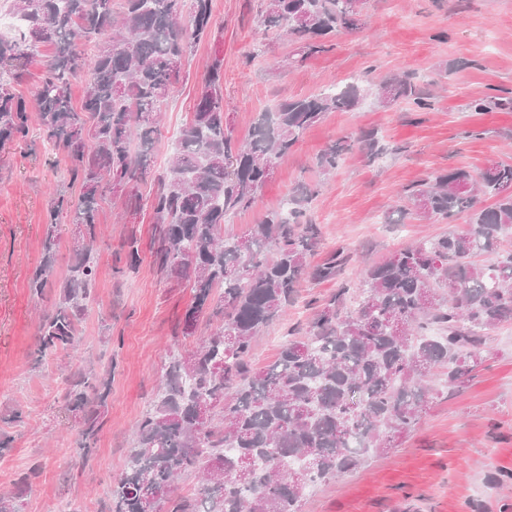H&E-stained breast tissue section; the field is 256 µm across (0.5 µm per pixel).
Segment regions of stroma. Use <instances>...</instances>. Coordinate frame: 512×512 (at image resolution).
Returning a JSON list of instances; mask_svg holds the SVG:
<instances>
[{
    "label": "stroma",
    "mask_w": 512,
    "mask_h": 512,
    "mask_svg": "<svg viewBox=\"0 0 512 512\" xmlns=\"http://www.w3.org/2000/svg\"><path fill=\"white\" fill-rule=\"evenodd\" d=\"M263 0H213L214 33L184 62L179 82L163 107L150 170L138 186L142 197L166 172L173 140L188 121L207 64L223 60L224 124L234 143L244 142L260 112L283 99L305 97L372 73L381 79L408 73L424 84L438 67L433 108L402 101L390 108L364 97L352 112H330L309 127L276 166L251 207L227 218L224 234H246L282 206L297 183L320 185L308 214L321 231L310 258L322 263L336 249L347 261L336 278L304 277L286 319L264 327L252 362H272L288 327L306 330L321 305L342 287L358 290L362 272L396 251L466 229L412 218L392 223L397 194L451 167L477 173L492 161L512 163V110L470 111L476 100L512 99V0H370L360 29L338 36L330 51L295 60L297 46L265 35L258 22ZM374 133L382 154L346 152L329 179L316 158L330 144ZM80 193L65 154L44 144L38 127L0 155V429L11 448L0 452V492H15L18 512H109L134 445V432L155 394L168 357L193 348L212 330L200 322L181 333L191 303L189 286L167 281L152 254L150 210L130 214L125 198L108 196L98 221L111 248L94 254L95 289L86 304L77 353L60 352L41 365L30 358L38 315L45 303L28 288L42 255L44 224L54 193ZM135 225L141 263L117 273L114 248ZM111 367L112 387L103 426L89 461L76 465L80 419L64 407L67 378L80 362ZM429 407L386 454L367 459L336 481L315 487L302 512H506L512 508V321L489 331L482 360L459 382L431 380ZM22 410L23 423L11 422ZM29 487L16 486L31 465Z\"/></svg>",
    "instance_id": "35a3bbf8"
}]
</instances>
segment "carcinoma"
Listing matches in <instances>:
<instances>
[{
	"instance_id": "carcinoma-1",
	"label": "carcinoma",
	"mask_w": 512,
	"mask_h": 512,
	"mask_svg": "<svg viewBox=\"0 0 512 512\" xmlns=\"http://www.w3.org/2000/svg\"><path fill=\"white\" fill-rule=\"evenodd\" d=\"M369 0H264L260 25L299 43L301 57L326 52L330 39L358 29ZM24 28L0 35V150L27 138L31 121L44 142L63 150L81 193H58L48 205L42 258L28 288L53 298L38 321L34 357L40 363L78 343L85 302L96 269L91 258L100 233L99 205L106 193L126 192L141 208L136 187L149 171L148 155L159 114L183 62L213 33L212 0H6ZM188 12V23L181 22ZM50 44L32 102L4 80L24 75L30 53ZM85 91L72 101L73 80ZM375 86L379 104L408 101L431 108L432 93L408 74L379 82L365 74L263 112L248 142L237 145L224 129V73L218 57L207 66L189 121L153 196L152 249L167 279L194 292L182 332L200 318L219 325L194 349L163 368L160 386L137 425L127 468L113 491L111 512H141L145 500L167 488L164 512H301L317 484H326L383 454L420 419L431 398L427 378L441 370L454 383L481 361L485 331L512 320V247L502 245L512 227V164L490 162L478 175L452 168L404 190L399 217L465 213L469 228L402 249L362 274L359 301L344 312L346 289L331 297L306 335L288 339L275 361L254 370L253 342L281 318L305 275L332 279L345 262L337 251L321 265L308 258L319 229L307 218L317 188L299 184L288 209L269 211L246 235L224 237L226 217L249 208L277 160L325 113L352 111L359 83ZM358 147L382 150L374 134L343 140L316 162L327 175L342 155ZM489 195L494 204L481 205ZM79 229L68 275L54 278L62 220ZM492 256L488 265L473 257ZM118 272L140 263L136 230L122 238ZM112 369L71 374L64 400L82 413V462L102 428L101 409ZM209 405L206 420L200 404ZM197 495L174 496L176 478L200 463Z\"/></svg>"
}]
</instances>
